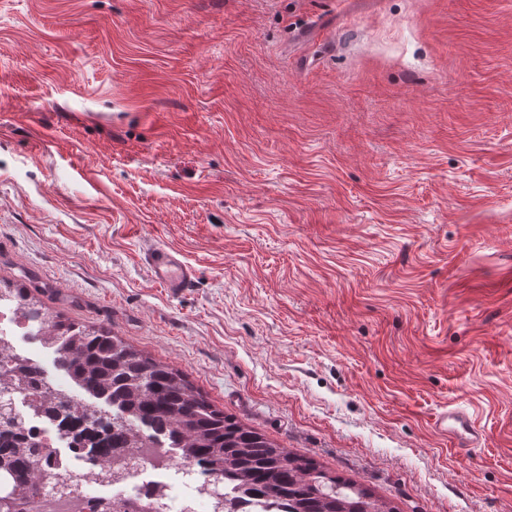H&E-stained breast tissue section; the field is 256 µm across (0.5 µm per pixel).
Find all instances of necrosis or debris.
Segmentation results:
<instances>
[{"label":"necrosis or debris","mask_w":512,"mask_h":512,"mask_svg":"<svg viewBox=\"0 0 512 512\" xmlns=\"http://www.w3.org/2000/svg\"><path fill=\"white\" fill-rule=\"evenodd\" d=\"M0 335L26 368L51 384L68 383L65 371L49 373L43 359L54 354L51 341L32 335L28 325L18 320L10 304H0ZM39 441L65 454L53 455L50 471L61 490L41 483L37 486L39 512H90L106 492L135 502L141 512H214V501L207 489L215 476L208 466L195 461L176 462L171 441L158 434L155 445L143 449L135 458H111L109 470L90 462L89 442L59 430L45 413L29 420Z\"/></svg>","instance_id":"obj_1"}]
</instances>
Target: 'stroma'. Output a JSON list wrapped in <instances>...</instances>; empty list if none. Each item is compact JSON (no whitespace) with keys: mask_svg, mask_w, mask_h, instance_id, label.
Segmentation results:
<instances>
[{"mask_svg":"<svg viewBox=\"0 0 512 512\" xmlns=\"http://www.w3.org/2000/svg\"><path fill=\"white\" fill-rule=\"evenodd\" d=\"M0 277L396 512H512V0H0ZM152 278L171 295H179L191 288L195 269L176 249L159 245L151 248L146 256ZM435 428L440 435H448L457 448H475L482 440L475 419L461 407L441 413L435 420Z\"/></svg>","mask_w":512,"mask_h":512,"instance_id":"35a3bbf8","label":"stroma"}]
</instances>
